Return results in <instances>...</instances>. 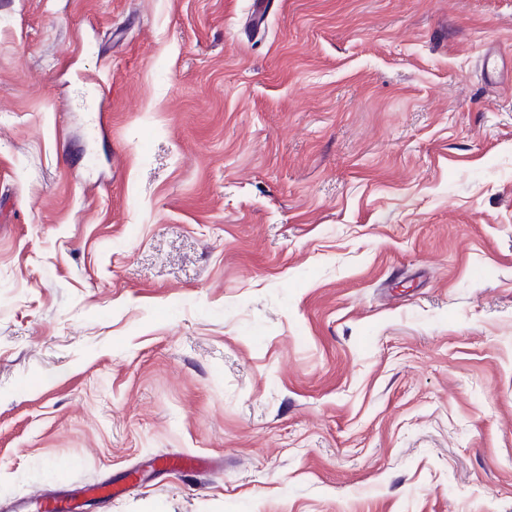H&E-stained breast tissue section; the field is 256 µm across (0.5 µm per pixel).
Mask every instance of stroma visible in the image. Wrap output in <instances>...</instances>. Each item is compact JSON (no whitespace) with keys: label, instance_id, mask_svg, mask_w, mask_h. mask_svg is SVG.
Listing matches in <instances>:
<instances>
[{"label":"stroma","instance_id":"35a3bbf8","mask_svg":"<svg viewBox=\"0 0 512 512\" xmlns=\"http://www.w3.org/2000/svg\"><path fill=\"white\" fill-rule=\"evenodd\" d=\"M36 493L512 512V0H0V512Z\"/></svg>","mask_w":512,"mask_h":512}]
</instances>
